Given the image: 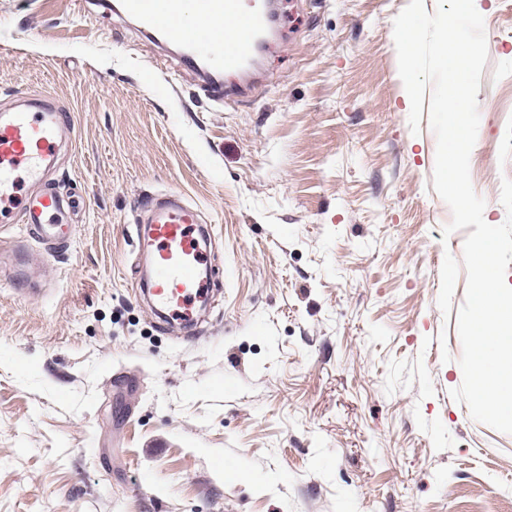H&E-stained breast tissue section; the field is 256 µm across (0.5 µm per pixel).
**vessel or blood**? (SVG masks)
Returning <instances> with one entry per match:
<instances>
[{
  "label": "vessel or blood",
  "instance_id": "1",
  "mask_svg": "<svg viewBox=\"0 0 512 512\" xmlns=\"http://www.w3.org/2000/svg\"><path fill=\"white\" fill-rule=\"evenodd\" d=\"M117 9L144 33L175 48L181 62L206 74L207 91L224 98V75L247 73L273 31L270 0H96ZM73 133L52 95L19 93L0 108V224H26L46 241L65 237L63 199L44 182L59 145ZM143 237L152 246L146 293L170 323L192 332L197 306L209 300L202 277L210 257L199 245L200 213L175 195L153 198Z\"/></svg>",
  "mask_w": 512,
  "mask_h": 512
}]
</instances>
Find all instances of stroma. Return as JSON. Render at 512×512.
Returning <instances> with one entry per match:
<instances>
[{"label":"stroma","instance_id":"stroma-1","mask_svg":"<svg viewBox=\"0 0 512 512\" xmlns=\"http://www.w3.org/2000/svg\"><path fill=\"white\" fill-rule=\"evenodd\" d=\"M248 97L217 102L121 14L0 0V104L74 119L67 242L0 251V512H512V434L474 420L437 140L409 126V0H279ZM488 60L470 155L490 224L512 179V0H474ZM197 206L215 296L195 339L135 292L151 195Z\"/></svg>","mask_w":512,"mask_h":512}]
</instances>
